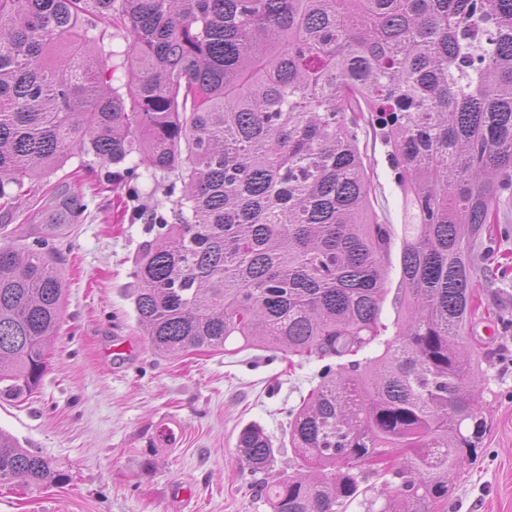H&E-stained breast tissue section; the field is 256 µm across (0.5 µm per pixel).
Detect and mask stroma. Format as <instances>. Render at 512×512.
<instances>
[{"mask_svg":"<svg viewBox=\"0 0 512 512\" xmlns=\"http://www.w3.org/2000/svg\"><path fill=\"white\" fill-rule=\"evenodd\" d=\"M360 146L373 172V216L391 233L388 286L395 292L404 195L380 136L361 133ZM173 180L146 172L104 190L86 179L84 221L55 242L66 311L50 368L31 397L0 399V429L60 462L68 480L37 491L20 482L0 486V512H269L260 489L272 473H251L237 448L251 423L278 449L273 473L293 472L288 412L316 385L320 361L291 364L256 349L164 358L138 325L133 260L147 238L144 212L170 210L164 189ZM484 302L495 315L476 319L471 333L488 353L487 430L443 512H512V330L500 326L512 321V277L490 284ZM160 425L176 439L150 447Z\"/></svg>","mask_w":512,"mask_h":512,"instance_id":"stroma-1","label":"stroma"}]
</instances>
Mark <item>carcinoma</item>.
Listing matches in <instances>:
<instances>
[{"label": "carcinoma", "instance_id": "1", "mask_svg": "<svg viewBox=\"0 0 512 512\" xmlns=\"http://www.w3.org/2000/svg\"><path fill=\"white\" fill-rule=\"evenodd\" d=\"M117 33L131 46L123 92L95 51ZM367 112L409 210L391 336ZM75 154L128 182L142 166L178 173L135 258L153 353L237 342L324 362L288 412L296 472L266 485L270 512L448 502L484 432L483 352L465 337L480 288L512 268L495 224L512 189V0H0L3 215ZM84 213L63 182L31 242L0 237V398L30 396L50 368L65 284L48 238ZM238 448L253 472L274 464L257 424ZM66 479L0 430V484Z\"/></svg>", "mask_w": 512, "mask_h": 512}]
</instances>
